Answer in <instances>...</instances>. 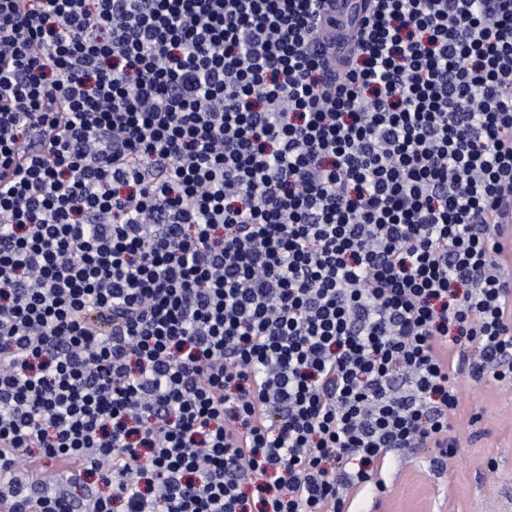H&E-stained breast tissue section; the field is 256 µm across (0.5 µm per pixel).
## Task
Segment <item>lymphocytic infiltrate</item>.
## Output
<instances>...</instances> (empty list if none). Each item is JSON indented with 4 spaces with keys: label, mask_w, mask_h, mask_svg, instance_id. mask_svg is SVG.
Masks as SVG:
<instances>
[{
    "label": "lymphocytic infiltrate",
    "mask_w": 512,
    "mask_h": 512,
    "mask_svg": "<svg viewBox=\"0 0 512 512\" xmlns=\"http://www.w3.org/2000/svg\"><path fill=\"white\" fill-rule=\"evenodd\" d=\"M363 2L0 0V512H349L512 381V0Z\"/></svg>",
    "instance_id": "lymphocytic-infiltrate-1"
}]
</instances>
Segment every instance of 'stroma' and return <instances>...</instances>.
I'll return each instance as SVG.
<instances>
[{
    "label": "stroma",
    "instance_id": "stroma-1",
    "mask_svg": "<svg viewBox=\"0 0 512 512\" xmlns=\"http://www.w3.org/2000/svg\"><path fill=\"white\" fill-rule=\"evenodd\" d=\"M450 433L457 452L434 468L429 448L392 451L384 496L358 512H512V384L464 380Z\"/></svg>",
    "mask_w": 512,
    "mask_h": 512
}]
</instances>
